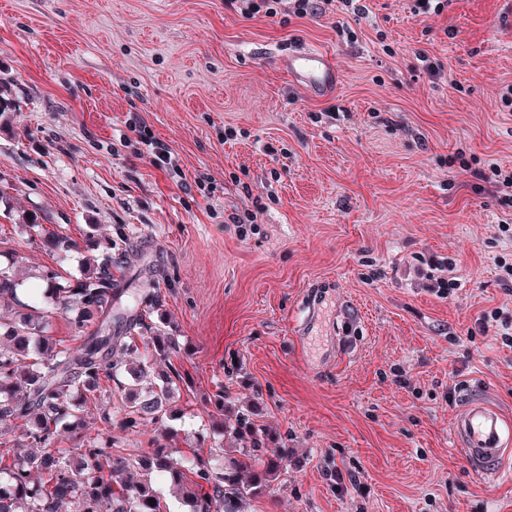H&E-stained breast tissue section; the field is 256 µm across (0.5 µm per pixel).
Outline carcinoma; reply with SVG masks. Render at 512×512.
Returning <instances> with one entry per match:
<instances>
[{
    "label": "carcinoma",
    "mask_w": 512,
    "mask_h": 512,
    "mask_svg": "<svg viewBox=\"0 0 512 512\" xmlns=\"http://www.w3.org/2000/svg\"><path fill=\"white\" fill-rule=\"evenodd\" d=\"M27 228L52 251L79 248L35 221ZM20 259L0 264V512H163L154 476L182 490L190 512H240L287 468L288 450L262 455L273 439L256 423V409L227 404L222 391L213 396L210 434L197 437L191 458L174 456L172 431L152 438L143 454L114 452L112 429L135 433L163 421L184 381L174 363L178 337L151 319L162 291L114 279L109 246L75 280L49 267L39 272L41 307L28 314ZM58 314L77 343L46 335ZM105 395L119 400L115 412L101 407ZM65 429L71 450L61 447ZM227 432L239 441L235 454L215 441ZM21 447L28 452H13Z\"/></svg>",
    "instance_id": "cac0c4a2"
}]
</instances>
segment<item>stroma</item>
Wrapping results in <instances>:
<instances>
[{
	"label": "stroma",
	"instance_id": "35a3bbf8",
	"mask_svg": "<svg viewBox=\"0 0 512 512\" xmlns=\"http://www.w3.org/2000/svg\"><path fill=\"white\" fill-rule=\"evenodd\" d=\"M224 2L0 0V261L77 278L93 224L138 251L123 276L160 286L181 342L178 450L221 389L288 439L244 512H512V476H476L451 436L463 386L512 414V348L473 330L512 313V196L488 180L512 169V0L285 24ZM306 45L334 55L333 97L280 69ZM32 216L78 250L29 239ZM146 125H137L136 123L129 124L128 129L131 132H134L138 139L141 140V143H143L146 148V153L149 157V161L151 164H153L155 167L159 169H165L169 167V165H172V153L170 151V148L168 145L160 140H156L151 133L146 130Z\"/></svg>",
	"mask_w": 512,
	"mask_h": 512
}]
</instances>
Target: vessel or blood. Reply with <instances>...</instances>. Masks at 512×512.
<instances>
[{
	"instance_id": "obj_1",
	"label": "vessel or blood",
	"mask_w": 512,
	"mask_h": 512,
	"mask_svg": "<svg viewBox=\"0 0 512 512\" xmlns=\"http://www.w3.org/2000/svg\"><path fill=\"white\" fill-rule=\"evenodd\" d=\"M291 80L307 95L319 97L333 92L340 73L325 50L303 48L281 59ZM457 451L481 476L499 477L503 461L512 452V421L480 393L467 391L451 424Z\"/></svg>"
}]
</instances>
